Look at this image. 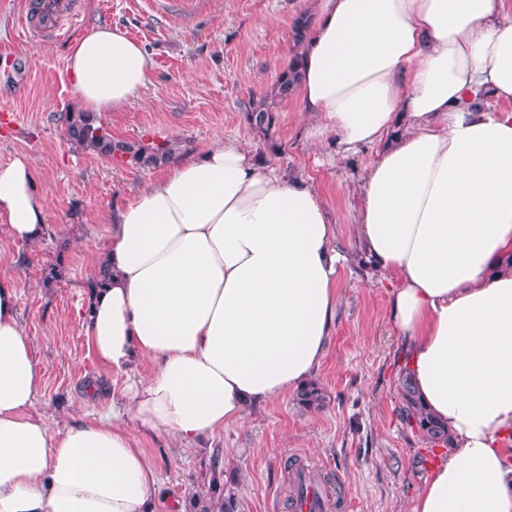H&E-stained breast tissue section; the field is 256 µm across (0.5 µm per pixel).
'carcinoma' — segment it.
I'll return each mask as SVG.
<instances>
[{
  "mask_svg": "<svg viewBox=\"0 0 512 512\" xmlns=\"http://www.w3.org/2000/svg\"><path fill=\"white\" fill-rule=\"evenodd\" d=\"M300 80L301 56L296 51L266 96L245 107L247 125L268 138L272 137L279 122V106L297 92ZM61 119L66 141L72 147L123 165L140 169L157 168L169 162L176 151V145L172 143L151 145L115 139L104 120L90 112L74 110L64 113ZM399 397L401 420L428 443L448 447V429L425 409L406 372L401 374ZM297 399L306 408L319 409L323 406L324 394L316 383L311 382L298 391ZM223 477L224 470L218 468V462H213L208 486L189 497L190 512H237L234 496L225 494Z\"/></svg>",
  "mask_w": 512,
  "mask_h": 512,
  "instance_id": "obj_1",
  "label": "carcinoma"
}]
</instances>
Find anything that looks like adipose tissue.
Masks as SVG:
<instances>
[{
  "label": "adipose tissue",
  "mask_w": 512,
  "mask_h": 512,
  "mask_svg": "<svg viewBox=\"0 0 512 512\" xmlns=\"http://www.w3.org/2000/svg\"><path fill=\"white\" fill-rule=\"evenodd\" d=\"M301 56L307 144L378 148L354 235L450 437L412 512H512V0H316ZM151 68L109 24L66 54L78 110L101 117ZM48 211L28 155L0 165V250L40 243ZM109 224L87 348L153 371L109 411L51 423L20 287L0 279V512H151L159 477L137 434L191 449L306 386L328 352L344 257L311 183L218 138Z\"/></svg>",
  "instance_id": "ef3b65f1"
}]
</instances>
